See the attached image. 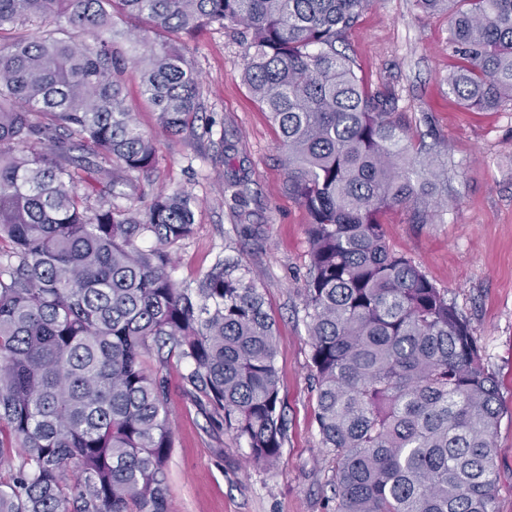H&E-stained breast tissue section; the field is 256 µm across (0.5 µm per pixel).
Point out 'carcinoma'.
<instances>
[{
	"label": "carcinoma",
	"mask_w": 512,
	"mask_h": 512,
	"mask_svg": "<svg viewBox=\"0 0 512 512\" xmlns=\"http://www.w3.org/2000/svg\"><path fill=\"white\" fill-rule=\"evenodd\" d=\"M369 2L0 0V31L46 26L0 43V512H170L174 432L151 351L190 366L194 402L251 463L281 460L262 293L227 261L193 288L172 278L164 246L193 232L189 192L116 203L156 160L129 68L161 130L197 137L206 107L185 39L210 24L242 28L243 81L310 217L305 315L338 512H495L498 382L469 321L382 222L394 208L414 224L441 216L447 163L336 50ZM415 2L448 14V93L471 110L512 102V0ZM120 22L160 40L126 49ZM226 189L245 202V179ZM146 235L158 246L140 247Z\"/></svg>",
	"instance_id": "obj_1"
}]
</instances>
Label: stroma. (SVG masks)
<instances>
[{"label": "stroma", "instance_id": "1", "mask_svg": "<svg viewBox=\"0 0 512 512\" xmlns=\"http://www.w3.org/2000/svg\"><path fill=\"white\" fill-rule=\"evenodd\" d=\"M447 38L446 14L419 9L414 0H372L337 48L369 88L395 99L411 132L433 134L447 152V212L429 224L409 223L400 209L387 212L386 238L467 318L486 368L500 382L496 512H512V103L478 112L449 95L442 81L454 64ZM186 47L202 75L207 131L193 140L167 138L142 104L137 72L129 71L127 100L142 129L154 134L157 158L120 204L144 208L162 189L195 197L192 235L168 247L172 276L192 286L215 262L230 258L259 288L275 321L287 440L276 467L249 464L244 444L188 395V365L170 360L163 373L176 435L167 464L173 512H336V461L322 449L315 421L304 318L309 216L286 189L278 131L242 80L239 36L209 26ZM235 174L249 182L239 208L224 191ZM245 224L255 236L241 233Z\"/></svg>", "mask_w": 512, "mask_h": 512}]
</instances>
